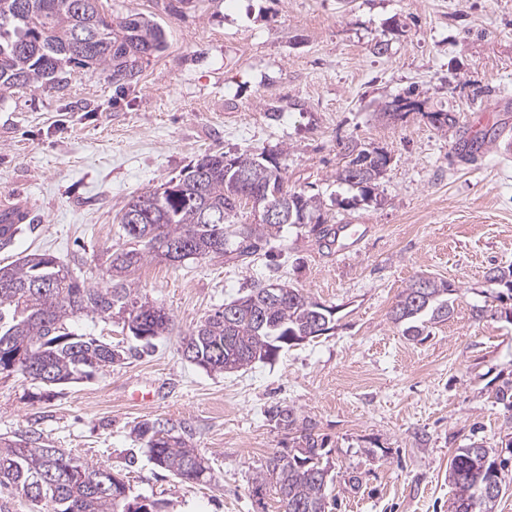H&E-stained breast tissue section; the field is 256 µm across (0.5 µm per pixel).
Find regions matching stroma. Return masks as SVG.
Instances as JSON below:
<instances>
[{"instance_id":"stroma-1","label":"stroma","mask_w":512,"mask_h":512,"mask_svg":"<svg viewBox=\"0 0 512 512\" xmlns=\"http://www.w3.org/2000/svg\"><path fill=\"white\" fill-rule=\"evenodd\" d=\"M101 5L154 17L167 48L130 89L82 69L65 96L29 87L0 100V198L29 208L0 265L47 253L103 285L131 196L215 150L276 160L289 188L320 198L327 223L360 237L339 254L293 224L249 264L144 262L136 286L169 313L170 333L140 353L120 319L74 318L76 333L128 358L60 388L1 374L0 436L109 467L164 512H279L251 487L268 454L291 444L266 419L289 405L324 440L328 512H448L455 449L512 438V410L494 398L512 380V321L485 279L512 264V0ZM434 112L459 123L439 130ZM350 141L390 157L373 199L336 180ZM420 276L451 282L459 299L448 321L411 341L390 311ZM268 280L334 307L333 329L230 374L182 357V337L205 315ZM155 419L191 429L210 480L182 483L153 463L133 428Z\"/></svg>"}]
</instances>
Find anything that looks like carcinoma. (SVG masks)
<instances>
[{
  "label": "carcinoma",
  "mask_w": 512,
  "mask_h": 512,
  "mask_svg": "<svg viewBox=\"0 0 512 512\" xmlns=\"http://www.w3.org/2000/svg\"><path fill=\"white\" fill-rule=\"evenodd\" d=\"M101 0H0V98L19 88L44 87L63 96L76 68L109 73L120 86L138 84L143 64L166 47L164 28L137 14L112 19L100 11ZM346 164L336 180L372 196L389 157L352 141L344 146ZM204 176L206 192L196 194L184 175L131 197L119 220L124 247L108 258V282L87 283L52 255L30 254L0 265V374L19 372L46 387L65 386L96 376L126 359L127 352L99 338L77 335L69 320L92 314L110 320L118 314L135 324L132 336L148 350L169 332L164 308L140 297L133 275L147 259L183 262L203 256L245 262L258 254L273 232L288 224L314 222L312 231L330 247L336 231L321 216L320 200L284 185L276 161L264 163L251 153L228 157L203 155L192 165ZM274 205L279 224H237L241 209L262 211ZM141 215L140 234L127 230L126 216ZM423 290L412 281L390 312L409 340H424L454 311L458 289L428 279ZM506 288L496 299L512 300V266L496 267L488 279ZM334 309L311 300L299 288L266 281L228 305H222L183 338L180 352L210 372H235L270 360L295 338L311 339L333 329ZM269 421L296 445L275 450L252 483V493L276 495L280 512H326L334 476L324 461L325 444L308 417L292 406L267 410ZM134 432L154 464L183 482L210 476L209 461L192 447L191 430L167 420L140 422ZM506 459L475 441L456 449L448 465L454 486L450 512H495L496 502L512 484L506 482ZM496 485L497 495L483 497ZM22 492L36 508L52 512H161L155 500H138L129 484L111 470L91 464L61 448L29 438L0 437V488Z\"/></svg>",
  "instance_id": "carcinoma-1"
}]
</instances>
